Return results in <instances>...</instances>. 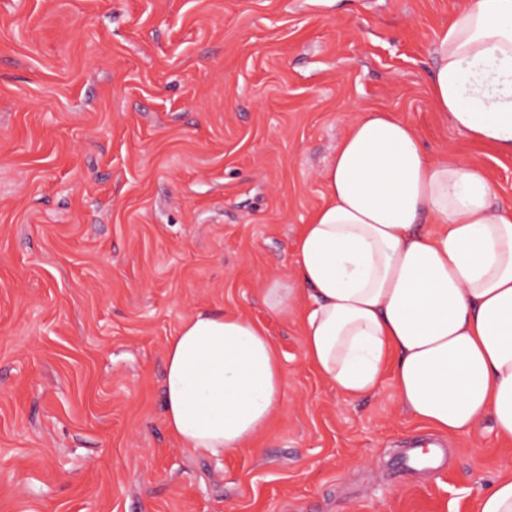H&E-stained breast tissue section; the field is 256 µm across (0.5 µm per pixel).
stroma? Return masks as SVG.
<instances>
[{
  "instance_id": "35a3bbf8",
  "label": "stroma",
  "mask_w": 512,
  "mask_h": 512,
  "mask_svg": "<svg viewBox=\"0 0 512 512\" xmlns=\"http://www.w3.org/2000/svg\"><path fill=\"white\" fill-rule=\"evenodd\" d=\"M469 2L0 0V512H475L512 472L492 419L439 435L388 374L347 397L262 302L363 110L512 205V155L429 99ZM199 309L263 324L285 375L268 430L220 459L165 423V346ZM430 444L442 471L408 466Z\"/></svg>"
}]
</instances>
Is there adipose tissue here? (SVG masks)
<instances>
[{"label": "adipose tissue", "instance_id": "ef3b65f1", "mask_svg": "<svg viewBox=\"0 0 512 512\" xmlns=\"http://www.w3.org/2000/svg\"><path fill=\"white\" fill-rule=\"evenodd\" d=\"M433 54L436 111L512 153V0H473L439 29ZM325 180L294 243L297 285L267 288L265 306L301 309L305 359L346 396L375 394L388 371L403 407L433 430L468 434L489 416L512 439V206L376 109L352 119ZM164 363L165 422L185 448L222 458L280 409L276 349L242 315L191 314Z\"/></svg>", "mask_w": 512, "mask_h": 512}]
</instances>
